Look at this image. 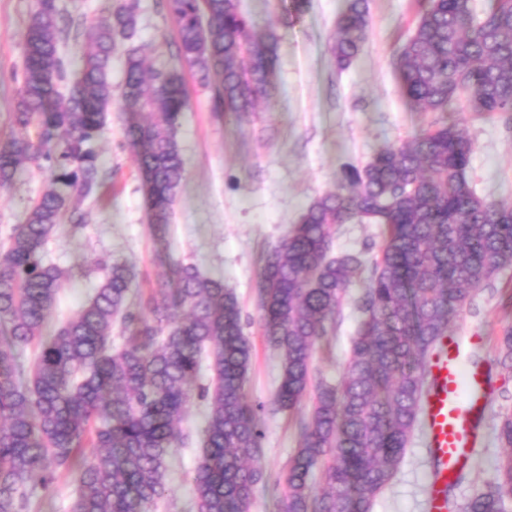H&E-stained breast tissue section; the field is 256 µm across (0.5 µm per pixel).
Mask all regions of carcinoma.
I'll return each mask as SVG.
<instances>
[{
    "instance_id": "cac0c4a2",
    "label": "carcinoma",
    "mask_w": 512,
    "mask_h": 512,
    "mask_svg": "<svg viewBox=\"0 0 512 512\" xmlns=\"http://www.w3.org/2000/svg\"><path fill=\"white\" fill-rule=\"evenodd\" d=\"M166 9L180 62L210 87L216 110L239 116L274 97L276 32L259 28L239 0H166ZM63 22L57 0H35L13 130L0 137V189L25 163L51 172L49 188L0 245V512H34L57 473L74 469L70 512H157L166 459L184 444L179 422L194 397L207 408L195 512H249L257 497L280 492L284 512H371L412 442L431 386L429 358L453 313L512 265V202L477 195L467 178L472 143L444 117L459 104L512 128V0H487L479 16L474 0H418L414 34L392 65L411 106L439 117L365 165L344 167L336 190L261 254V327L281 362L269 405L246 399L252 345L237 293L192 263L173 265L142 292L132 287L133 266L99 262V286L80 312L43 335L65 272L42 248L63 221L74 233L90 224L82 203L104 178L89 143L112 110L117 51L119 111L139 116L126 138L155 229L169 224L184 179L176 139L187 108L183 74L146 67L134 45L135 2L119 0L83 27L87 50L73 73L60 51ZM369 26L367 0H346L329 48L337 69L357 58ZM340 224H380L384 244L343 379L332 386L318 378L313 353L366 265L361 252L333 253ZM30 345L34 359L20 360ZM496 363L512 369V332ZM306 400L298 447L273 478L261 464L266 412ZM495 435L505 449L495 479L461 512H507L512 503V414L498 416ZM87 447L97 449L90 460Z\"/></svg>"
}]
</instances>
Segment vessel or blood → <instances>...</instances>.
<instances>
[{
	"label": "vessel or blood",
	"mask_w": 512,
	"mask_h": 512,
	"mask_svg": "<svg viewBox=\"0 0 512 512\" xmlns=\"http://www.w3.org/2000/svg\"><path fill=\"white\" fill-rule=\"evenodd\" d=\"M432 387L420 409L431 463L429 512H448V481L468 466L481 438L489 383L467 364L464 343L443 341L431 364Z\"/></svg>",
	"instance_id": "obj_1"
}]
</instances>
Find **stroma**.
Returning a JSON list of instances; mask_svg holds the SVG:
<instances>
[{
    "mask_svg": "<svg viewBox=\"0 0 512 512\" xmlns=\"http://www.w3.org/2000/svg\"><path fill=\"white\" fill-rule=\"evenodd\" d=\"M163 0H138L137 44L149 65L177 62V30ZM291 0H241L242 10L259 25H273L278 36L277 94L256 112L232 119L214 112L211 91L192 70H185L188 109L177 129L184 179L170 224L156 231L143 204L144 191L126 145L130 115L111 112L104 132L91 143L112 175L98 196L85 200L92 220L77 235L59 226L44 246L47 262L66 270L55 317L75 316L98 284L97 261L133 264L141 287L166 277L171 264L193 263L204 274L224 278L243 309L245 332L253 345L246 385L248 399L272 401L280 357L264 341L257 282L259 254L276 245L287 228L315 198L335 189L342 167L365 164L376 150L398 145L427 129L432 113L411 109L402 97L392 60L415 23L414 0H369L370 26L362 52L349 69L333 65L329 46L345 0H309L289 14ZM34 0H0V136L10 131V112L24 56L23 32ZM473 143L468 178L479 196L512 202V132L494 119L452 112ZM49 174L25 166L14 185L0 190V240L23 223L32 202L47 188ZM383 241L376 224L337 227L334 249L377 258ZM367 271L347 289L340 316L318 344L315 366L321 378L341 381L361 315L359 299ZM512 331V266L480 288L458 311L449 329L454 336H480L471 358L489 364L492 400L483 421L484 441L477 463L462 471L448 495L463 502L493 481L502 454L495 439L499 413L512 411V370L495 365L501 337ZM206 408L192 401L181 427L187 447L167 459L166 507L159 512H193L192 477ZM296 415L267 413L262 466L282 475L299 442ZM429 455L414 441L390 484L377 496L372 512H427L425 487Z\"/></svg>",
    "mask_w": 512,
    "mask_h": 512,
    "instance_id": "1",
    "label": "stroma"
}]
</instances>
